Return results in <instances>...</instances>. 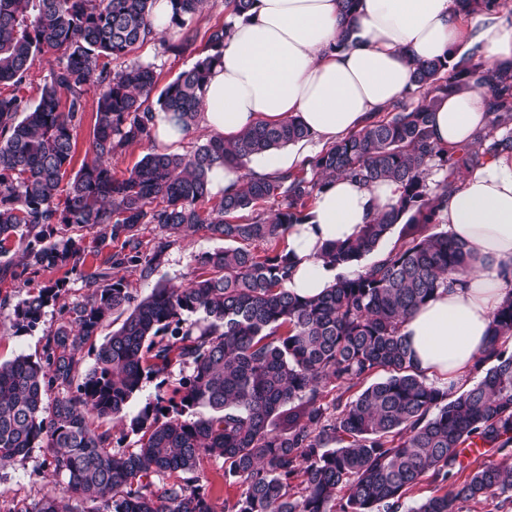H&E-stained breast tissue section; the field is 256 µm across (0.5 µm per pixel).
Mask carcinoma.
I'll use <instances>...</instances> for the list:
<instances>
[{
    "label": "carcinoma",
    "instance_id": "cac0c4a2",
    "mask_svg": "<svg viewBox=\"0 0 512 512\" xmlns=\"http://www.w3.org/2000/svg\"><path fill=\"white\" fill-rule=\"evenodd\" d=\"M476 14L506 0H459ZM165 32L170 48H191L188 21L203 0H171ZM154 0H0V257L19 246L21 269L0 263L15 279L67 266L81 257L72 228L96 229L122 241L106 267L91 275L82 303L60 306L61 322L42 356L0 363V464L44 448L48 465L74 502L64 508L47 493L19 512H399L426 481L432 495L409 512H462L461 504L500 498L512 505V455L464 473L461 449L480 442L498 453L512 446V289L492 315L489 347L478 358V383L455 395L414 366L401 328L407 316L474 267L467 244L431 232L448 189L491 156L512 154V70L486 69L474 45L450 65L416 67L420 100H400L360 130L310 161V173L247 177L211 202L214 166H245L252 157L312 138L296 116L259 123L236 140L210 137L185 153L155 150L125 178L111 160L152 138L155 113L188 128L201 92L220 59L233 21L215 27L208 53L168 82L152 107L158 76L144 63H112L154 38ZM55 55V68L30 105L20 92L36 58ZM484 89L490 120L457 148L431 142L430 123L448 93ZM96 96L92 160L68 175L76 129L89 92ZM442 180L429 181L432 170ZM343 177L363 184L392 180L398 203L375 213L357 235L330 244L321 257L335 267L379 258L355 276H337L325 292L300 298L288 291L293 261L275 248L304 224L318 194ZM280 198L265 214L258 203ZM141 224L163 232L141 251ZM207 225L226 246L199 258L187 285L159 284L137 298L111 270L131 264L149 276L171 238ZM398 238L380 250L394 227ZM253 243L273 246L261 255ZM59 284L31 294L14 311L13 328H36L61 296ZM114 312L119 329L95 349L86 368L79 353ZM201 313L202 321L188 315ZM191 368L171 394H160L131 423L138 446L112 450L110 430L143 380L172 362ZM382 377L353 394L372 375ZM337 390L325 402L327 388ZM58 396L46 402L48 393ZM193 417L187 418V411ZM207 456L224 459L225 481L239 493L217 509L201 476ZM463 480L449 483L459 474ZM177 479L156 487L167 475Z\"/></svg>",
    "mask_w": 512,
    "mask_h": 512
}]
</instances>
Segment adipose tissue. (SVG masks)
<instances>
[{
    "instance_id": "obj_1",
    "label": "adipose tissue",
    "mask_w": 512,
    "mask_h": 512,
    "mask_svg": "<svg viewBox=\"0 0 512 512\" xmlns=\"http://www.w3.org/2000/svg\"><path fill=\"white\" fill-rule=\"evenodd\" d=\"M344 18L343 0H254L224 41L193 127L157 113L156 145L175 152L193 129L233 139L258 122L294 115L328 146L405 97L418 64L456 62L463 41L480 44L488 65L512 62V12L500 7L467 17L457 0H358L354 32L342 47ZM488 118L483 92L451 94L433 116V140L441 147L469 143ZM399 196L390 180L328 185L311 219L286 236L295 261L288 290L311 297L333 284L340 270L324 263L322 248L354 237ZM439 220L480 262L463 284L439 289L411 312L402 333L418 370L449 388L465 382L488 344L493 312L512 290V157L465 173Z\"/></svg>"
}]
</instances>
